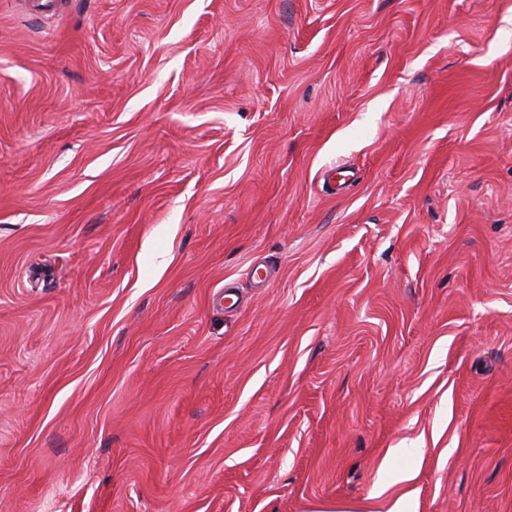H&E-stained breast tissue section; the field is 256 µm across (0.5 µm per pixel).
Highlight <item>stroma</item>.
Masks as SVG:
<instances>
[{
	"instance_id": "stroma-1",
	"label": "stroma",
	"mask_w": 512,
	"mask_h": 512,
	"mask_svg": "<svg viewBox=\"0 0 512 512\" xmlns=\"http://www.w3.org/2000/svg\"><path fill=\"white\" fill-rule=\"evenodd\" d=\"M406 495L512 512V0H0V512Z\"/></svg>"
}]
</instances>
